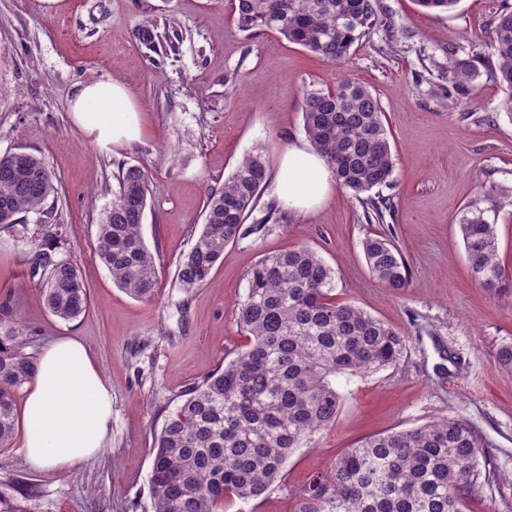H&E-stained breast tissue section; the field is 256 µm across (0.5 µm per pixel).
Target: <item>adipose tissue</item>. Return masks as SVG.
Segmentation results:
<instances>
[{"instance_id":"adipose-tissue-1","label":"adipose tissue","mask_w":512,"mask_h":512,"mask_svg":"<svg viewBox=\"0 0 512 512\" xmlns=\"http://www.w3.org/2000/svg\"><path fill=\"white\" fill-rule=\"evenodd\" d=\"M69 109L102 142L121 144L141 134L134 96L117 80L83 83ZM333 184L324 158L308 145L289 147L283 155L276 191L288 207L315 209ZM36 367L23 415L24 460L40 472L76 469L103 449L112 394L88 348L77 339L62 338L45 345Z\"/></svg>"}]
</instances>
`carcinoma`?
Wrapping results in <instances>:
<instances>
[{
  "mask_svg": "<svg viewBox=\"0 0 512 512\" xmlns=\"http://www.w3.org/2000/svg\"><path fill=\"white\" fill-rule=\"evenodd\" d=\"M428 11L448 12L458 0H415ZM380 0H233L238 29L249 35L276 32L336 64L377 22ZM508 92L500 108L512 117V5L493 18L482 50L465 58L451 53L443 78L460 95L479 67ZM303 127L336 182L361 203L368 220L384 221L390 199L370 195L393 183L394 161L383 110L368 87L340 78L326 89L303 90ZM259 152L244 155L224 186L204 205L203 228L176 268L180 288L207 284L225 248L266 230L280 215L272 204L245 227L270 180ZM119 191L97 225L96 251L113 282L131 297L149 301L158 268L142 233L150 179L123 164ZM57 192L44 160L33 153L0 154V229L21 215L43 212ZM512 197L482 187L462 210L459 227L472 277L501 291L512 276L498 258L497 220ZM61 240L34 243L41 298L48 312L70 322L83 314L89 294L77 265L54 258ZM372 276L401 293L407 264L395 243L375 235L363 241ZM335 272L307 245L262 257L247 274L236 318L248 335L245 349L187 391L156 437L148 496L152 512H224V500L256 499L279 478L288 458L336 420L339 375H358L396 364L405 337L359 307L336 301ZM18 321L0 320V456L18 427L15 394L31 382L35 363L24 352ZM484 443L458 418L366 438L344 450L330 467L294 493L292 512H464L481 487Z\"/></svg>",
  "mask_w": 512,
  "mask_h": 512,
  "instance_id": "1",
  "label": "carcinoma"
}]
</instances>
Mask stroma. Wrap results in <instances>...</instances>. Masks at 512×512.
I'll return each instance as SVG.
<instances>
[{"label": "stroma", "instance_id": "obj_1", "mask_svg": "<svg viewBox=\"0 0 512 512\" xmlns=\"http://www.w3.org/2000/svg\"><path fill=\"white\" fill-rule=\"evenodd\" d=\"M502 3L459 0L437 13L415 0H380L377 24L334 66L279 34L240 32L230 0H0V153L41 156L58 188L43 213L0 231V318L24 321L33 357L53 339L80 340L112 391L97 458L39 473L14 440L0 461V491L30 483L27 512H151L152 448L168 413L247 343L235 312L248 272L262 256L305 244L335 271L337 300L402 332L406 348L394 366L337 377L335 422L294 452L265 495L226 500L224 512H291L292 490L346 448L446 416L469 421L486 442L480 462L489 483L467 512H512V368L497 359L512 342V304L472 278L458 225L482 185L512 196V118L490 76L463 97L438 77L449 49L479 50ZM148 26L150 43L142 39ZM341 76L369 87L384 112L390 214L369 223L362 205L334 188L315 211L282 209L279 223L229 245L208 284L184 292L176 264L202 230L208 193L253 151L278 171L288 147L307 139L302 89ZM101 77L132 91L139 141L99 143L74 119L70 99ZM124 163L151 180L143 236L158 253L159 275L149 301L121 290L95 253ZM54 233L90 293L86 313L71 322L46 310L30 265L32 241ZM374 234L393 238L406 259L402 293L369 272L362 242Z\"/></svg>", "mask_w": 512, "mask_h": 512}]
</instances>
